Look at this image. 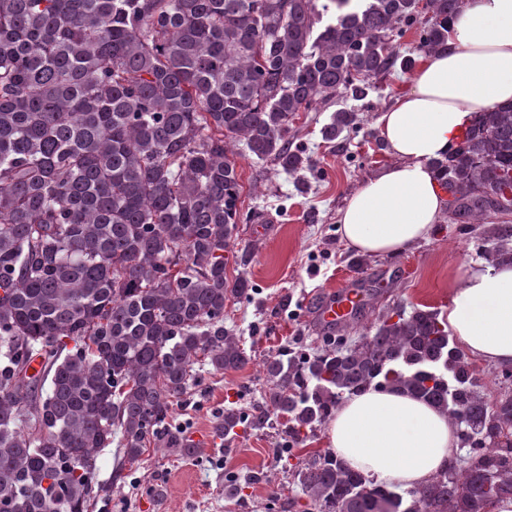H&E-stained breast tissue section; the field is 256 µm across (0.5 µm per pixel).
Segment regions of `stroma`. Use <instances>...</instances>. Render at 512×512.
Instances as JSON below:
<instances>
[{
	"label": "stroma",
	"instance_id": "1",
	"mask_svg": "<svg viewBox=\"0 0 512 512\" xmlns=\"http://www.w3.org/2000/svg\"><path fill=\"white\" fill-rule=\"evenodd\" d=\"M409 80V73L395 68L371 79L364 99L343 93L321 111L298 113L290 136L312 159L309 168L288 173L249 153L238 156L239 206L249 219L238 226L235 248L248 255L245 272L253 294L227 303L224 327L240 338L252 360L239 370L205 375L200 388L175 403L173 422L196 437L194 455L149 450L130 464L118 448L105 449L98 479L111 483L112 493L108 502L92 503L89 512H302L306 498L288 482V457L276 428L248 427L225 437V407L249 411L260 402L267 355L313 347L328 335L316 313L336 287L350 283L366 297L362 312L344 327L351 334L398 304L445 310L451 280L484 261L486 244L477 233L447 222L398 255L357 252L342 236L341 210L369 176L392 161L376 121ZM341 108L354 111L357 122L336 141H326L322 129ZM228 468L249 479L233 498L224 493ZM156 483L163 497L149 494ZM274 493L279 500L273 505Z\"/></svg>",
	"mask_w": 512,
	"mask_h": 512
}]
</instances>
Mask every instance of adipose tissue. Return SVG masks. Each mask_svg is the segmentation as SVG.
Here are the masks:
<instances>
[{
	"label": "adipose tissue",
	"instance_id": "1",
	"mask_svg": "<svg viewBox=\"0 0 512 512\" xmlns=\"http://www.w3.org/2000/svg\"><path fill=\"white\" fill-rule=\"evenodd\" d=\"M512 101V0H460L446 48L423 54L409 91L377 123L392 161L341 210L348 245L399 254L429 237L445 209L434 161L457 146L471 115ZM448 332L472 357L512 366V264L474 265L450 288ZM340 462L402 489L426 483L456 459L447 412L400 391L348 396L327 427Z\"/></svg>",
	"mask_w": 512,
	"mask_h": 512
}]
</instances>
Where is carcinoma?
I'll return each instance as SVG.
<instances>
[{
    "instance_id": "obj_1",
    "label": "carcinoma",
    "mask_w": 512,
    "mask_h": 512,
    "mask_svg": "<svg viewBox=\"0 0 512 512\" xmlns=\"http://www.w3.org/2000/svg\"><path fill=\"white\" fill-rule=\"evenodd\" d=\"M459 2L0 0V512H88L110 494L94 480L114 442L130 463L150 443L195 453L174 403L199 368L251 362L224 329L227 301L253 292L227 276L246 263L235 147L309 167L288 140L297 113L412 66L397 39L424 10L418 48L444 45ZM354 121L334 112L325 139ZM434 168L451 223L501 220L486 260L512 261V103L477 112ZM262 373V402L224 410V436L281 418L292 456L381 384L457 426L464 454L408 490L331 452L297 457L304 512H488L512 497V384L494 368L497 395L483 393L436 310L395 307L356 337L272 353Z\"/></svg>"
}]
</instances>
